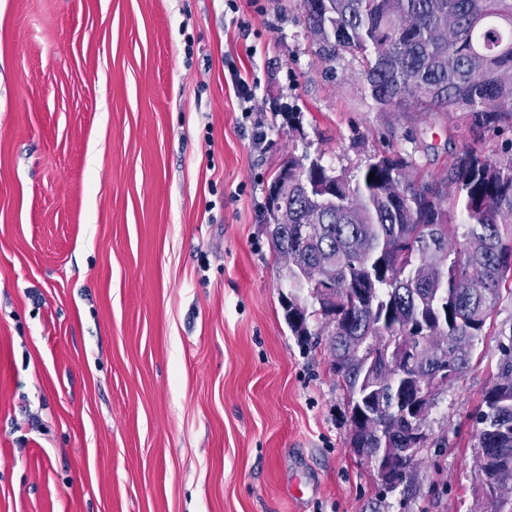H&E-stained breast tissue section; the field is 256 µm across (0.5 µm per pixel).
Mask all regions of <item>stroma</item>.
<instances>
[{"mask_svg": "<svg viewBox=\"0 0 512 512\" xmlns=\"http://www.w3.org/2000/svg\"><path fill=\"white\" fill-rule=\"evenodd\" d=\"M352 66L317 58L299 0H0V512H477L472 415L512 302L406 498L350 447L327 343L284 319L279 166L354 176L412 130L438 174L460 124L373 110ZM229 78L225 75L228 85L231 84L234 94L243 103L251 102L256 96L257 83L255 79L250 81L249 76L241 71L235 64L228 66Z\"/></svg>", "mask_w": 512, "mask_h": 512, "instance_id": "35a3bbf8", "label": "stroma"}]
</instances>
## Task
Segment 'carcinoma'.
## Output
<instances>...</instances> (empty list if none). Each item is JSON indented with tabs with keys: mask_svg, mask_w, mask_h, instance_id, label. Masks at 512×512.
<instances>
[{
	"mask_svg": "<svg viewBox=\"0 0 512 512\" xmlns=\"http://www.w3.org/2000/svg\"><path fill=\"white\" fill-rule=\"evenodd\" d=\"M316 55H348L378 112H457L464 141L440 175L409 178L416 150L374 156L356 176L290 157L288 194L271 183L265 221L288 259L284 317L304 349L329 326L349 444L385 454L380 495L410 491L419 456L445 448L430 410L468 369L476 341L512 300V154L491 159L485 132L512 128V0H301ZM374 179H368L369 174ZM306 296H301V290ZM494 382L482 394V512H512V325L499 330Z\"/></svg>",
	"mask_w": 512,
	"mask_h": 512,
	"instance_id": "obj_1",
	"label": "carcinoma"
}]
</instances>
